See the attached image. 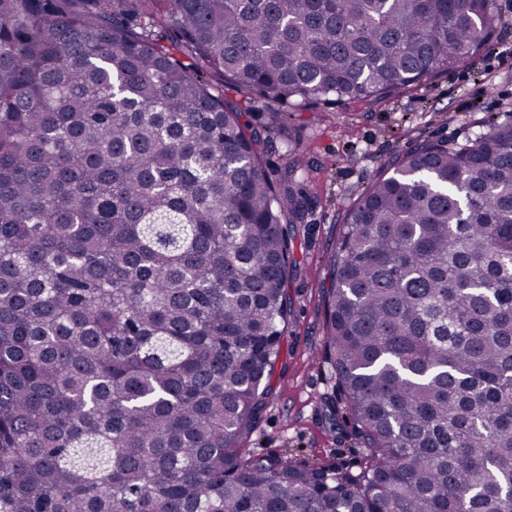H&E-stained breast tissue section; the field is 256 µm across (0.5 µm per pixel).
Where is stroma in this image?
Wrapping results in <instances>:
<instances>
[{
  "label": "stroma",
  "mask_w": 512,
  "mask_h": 512,
  "mask_svg": "<svg viewBox=\"0 0 512 512\" xmlns=\"http://www.w3.org/2000/svg\"><path fill=\"white\" fill-rule=\"evenodd\" d=\"M495 5L500 23L490 51L378 105L319 99L299 107L284 144L264 159L271 171L303 152L308 165L301 173L316 205L306 223L288 230L296 259L287 288L293 316L273 368V396L245 441L250 452L309 464L362 461L364 447L325 423L324 400L337 390L323 333L328 257L354 201L389 158L417 137L461 142L482 131L489 117L512 113V0Z\"/></svg>",
  "instance_id": "35a3bbf8"
}]
</instances>
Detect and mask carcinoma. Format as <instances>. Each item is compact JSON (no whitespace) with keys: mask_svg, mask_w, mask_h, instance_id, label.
Here are the masks:
<instances>
[{"mask_svg":"<svg viewBox=\"0 0 512 512\" xmlns=\"http://www.w3.org/2000/svg\"><path fill=\"white\" fill-rule=\"evenodd\" d=\"M494 0H0V512H512V118L418 139L349 212L325 345L353 471L242 442L291 316L250 99L376 104Z\"/></svg>","mask_w":512,"mask_h":512,"instance_id":"1","label":"carcinoma"}]
</instances>
